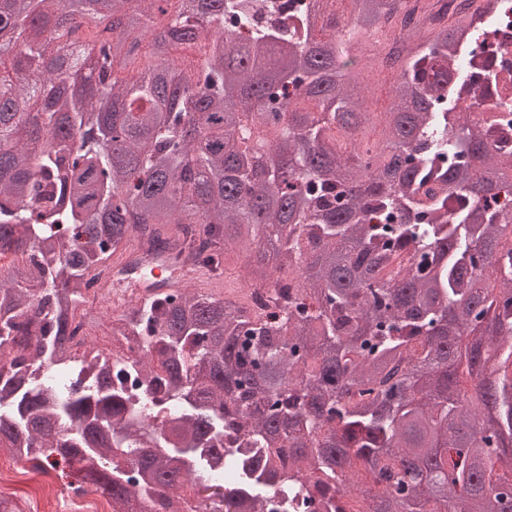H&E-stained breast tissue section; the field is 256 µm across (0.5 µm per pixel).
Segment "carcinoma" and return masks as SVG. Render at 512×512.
Here are the masks:
<instances>
[{
  "mask_svg": "<svg viewBox=\"0 0 512 512\" xmlns=\"http://www.w3.org/2000/svg\"><path fill=\"white\" fill-rule=\"evenodd\" d=\"M0 0V449L115 512H512V155L459 101L487 0L371 38L402 0ZM230 28H225L224 23ZM204 47L196 71L181 46ZM143 57L130 80L116 74ZM390 76L384 111L364 106ZM272 165L258 170L257 152ZM266 290L128 305L143 355L73 351L112 257Z\"/></svg>",
  "mask_w": 512,
  "mask_h": 512,
  "instance_id": "1",
  "label": "carcinoma"
}]
</instances>
